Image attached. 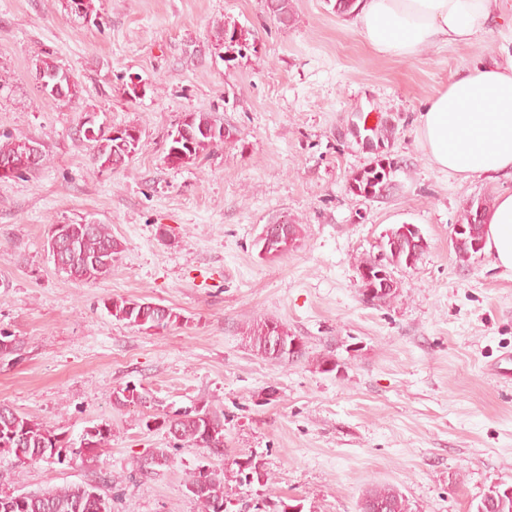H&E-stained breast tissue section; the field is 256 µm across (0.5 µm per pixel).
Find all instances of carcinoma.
<instances>
[{
    "instance_id": "cac0c4a2",
    "label": "carcinoma",
    "mask_w": 512,
    "mask_h": 512,
    "mask_svg": "<svg viewBox=\"0 0 512 512\" xmlns=\"http://www.w3.org/2000/svg\"><path fill=\"white\" fill-rule=\"evenodd\" d=\"M265 6L269 19L279 28L289 27L294 19L292 0H265ZM216 46L227 50L231 48L240 58L246 56V51L255 48V44L250 42L245 33L226 26L217 32ZM36 72L43 74L49 81V85L40 88L42 96L57 100L52 84L68 75V71L52 60L42 59L36 64ZM181 125L198 132L200 137L195 142L193 152L184 158L177 154L178 141L174 140L175 133L169 134L163 161L171 169H179L219 146L238 142V130L232 126L223 137L205 135V132L213 128L223 127L209 112H186ZM111 132L112 129L100 126L94 131V136L86 138L91 143V163L96 173L125 166L140 150L141 139L133 140L129 145L119 144L111 137ZM355 133L363 143L389 145L395 139L396 127L385 118L373 127L358 126ZM33 144L32 138H15L9 135L0 142V160L11 159L25 165V169L15 174V177L30 175L44 166V150L40 152L37 166H27ZM384 160L389 168L386 180L393 181L396 172L401 169L400 160L386 151L376 155L369 166L357 171L362 176L358 184H369L370 177L381 169V162ZM490 206L488 198H472L465 202L460 211L457 223L464 226L466 232L456 236L453 246L457 259L463 266L471 258L478 256L479 250L475 249V241L482 237L481 227L470 223L471 216L477 208L480 207L485 212ZM287 227L289 233L277 239H259L257 245L265 248L266 253L273 257L287 253L296 244L301 233L296 224L289 223ZM401 229L400 225L389 229L382 236L379 245L384 271L387 273L392 266L412 265L409 240ZM57 239L60 242L57 270L81 282H92L111 275L115 260L123 250L121 241L112 235L108 225L91 224L85 220L60 225ZM104 308L116 320L144 330H164L176 324L180 318V314L171 307L163 306L153 310L150 302L138 299H108L104 301ZM269 336L271 329L268 320L254 324L247 334L252 348L279 365L287 366L307 355L304 343L296 353L286 348L275 352L268 348ZM114 401L119 406L138 403L146 409L154 405L150 393L135 385H127L114 393ZM142 423L149 430H163L174 442L186 443L200 451L203 463L189 474L185 487L187 494L199 503L202 512H216L218 507L231 504L224 495L226 471L218 470L210 464V458L224 456V413L197 405L175 411L146 413ZM111 435V428L102 423L85 427L76 440L61 439L53 430L30 416L0 404V456L13 455L22 466L36 463L35 454L52 451L60 463L67 459H90L108 445ZM363 501L384 506V512H408L407 500L402 492L389 484L374 486L363 497ZM0 512H112V498L96 485H68L29 494L0 495ZM475 512H512V484L499 483L489 487L477 502Z\"/></svg>"
}]
</instances>
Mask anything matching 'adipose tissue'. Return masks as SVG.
I'll list each match as a JSON object with an SVG mask.
<instances>
[{"label":"adipose tissue","mask_w":512,"mask_h":512,"mask_svg":"<svg viewBox=\"0 0 512 512\" xmlns=\"http://www.w3.org/2000/svg\"><path fill=\"white\" fill-rule=\"evenodd\" d=\"M500 11L501 0H357L350 24L376 53L412 59L492 32ZM501 51L504 61L463 66L418 117L430 161L464 180L512 176V37ZM483 220L487 253L512 271V192L499 195Z\"/></svg>","instance_id":"adipose-tissue-1"}]
</instances>
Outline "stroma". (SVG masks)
<instances>
[{
    "label": "stroma",
    "mask_w": 512,
    "mask_h": 512,
    "mask_svg": "<svg viewBox=\"0 0 512 512\" xmlns=\"http://www.w3.org/2000/svg\"><path fill=\"white\" fill-rule=\"evenodd\" d=\"M89 19L63 0H0V134L45 145L37 173L0 180V331L19 336L18 361H0V403L75 438L106 423L107 447L87 461L19 468L0 457V492L70 484L102 487L112 512H199L185 482L197 449L139 477L140 461L169 447L142 410L117 407L126 384L165 410L207 405L224 413V454L253 457L277 494L306 512H359L365 492L391 484L410 512H474L491 485L512 484V384L490 363L512 355V272L489 255L459 266L453 226L470 198L512 190L511 177L440 172L416 139L426 101L476 58L496 57L506 25L467 45L424 49L412 60L375 53L327 0H294L280 29L263 0H94ZM248 30L257 49L224 61L216 26ZM74 76L73 102L41 99L35 62ZM144 86L139 99L124 80ZM209 112L237 128L179 169L164 162L184 113ZM391 116L392 154L404 163L386 198L349 193L370 153L340 139L353 113ZM136 125L141 148L126 166L94 173L84 123ZM302 227L287 254L262 257L269 221ZM109 225L123 250L111 276L80 283L46 250L50 228ZM416 225L428 247L396 267L399 294L363 302L357 263L378 254L385 231ZM137 297L180 321L145 331L115 320L105 299ZM264 319L302 337L305 359L283 366L246 338ZM332 357L342 375L320 372Z\"/></svg>",
    "instance_id": "obj_1"
}]
</instances>
